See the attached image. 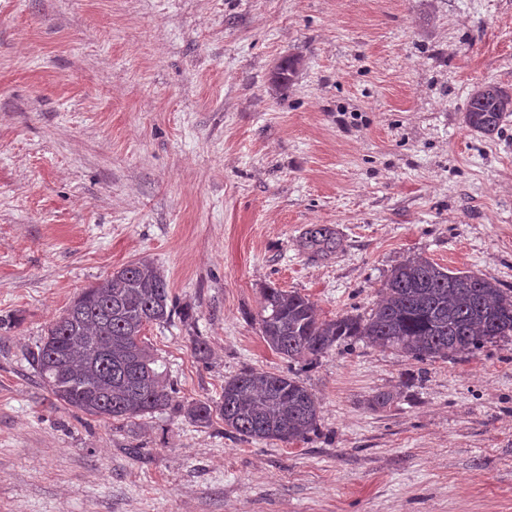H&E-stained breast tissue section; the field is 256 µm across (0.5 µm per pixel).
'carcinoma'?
Segmentation results:
<instances>
[{
	"label": "carcinoma",
	"instance_id": "cac0c4a2",
	"mask_svg": "<svg viewBox=\"0 0 512 512\" xmlns=\"http://www.w3.org/2000/svg\"><path fill=\"white\" fill-rule=\"evenodd\" d=\"M512 112V90L488 82L471 93L464 121L491 136ZM302 245L324 255L336 250L335 231L314 224ZM382 298L367 316L321 320L295 291H262V334L289 360H317L334 346L366 339L424 362L473 353L512 336V293L475 274L459 277L422 257L394 267ZM169 285L152 262L138 260L84 289L47 328L29 361L43 385L64 405L102 420L132 421L172 406V390L158 357L141 340L148 324L171 321ZM206 401L187 415L208 423ZM218 413L225 431L255 440L288 443L318 430L320 406L297 376L244 370L224 384Z\"/></svg>",
	"mask_w": 512,
	"mask_h": 512
}]
</instances>
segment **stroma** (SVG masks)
Wrapping results in <instances>:
<instances>
[{
    "label": "stroma",
    "mask_w": 512,
    "mask_h": 512,
    "mask_svg": "<svg viewBox=\"0 0 512 512\" xmlns=\"http://www.w3.org/2000/svg\"><path fill=\"white\" fill-rule=\"evenodd\" d=\"M485 82L512 88V0H0V512H512V339L307 363L260 328L263 288L366 315L415 254L512 290V115L464 122ZM140 259L189 312L143 331L176 405L107 423L28 356ZM247 369L302 379L317 432L184 414ZM302 245L324 255L331 254L337 246L336 233L327 225L314 224L305 231Z\"/></svg>",
    "instance_id": "35a3bbf8"
}]
</instances>
